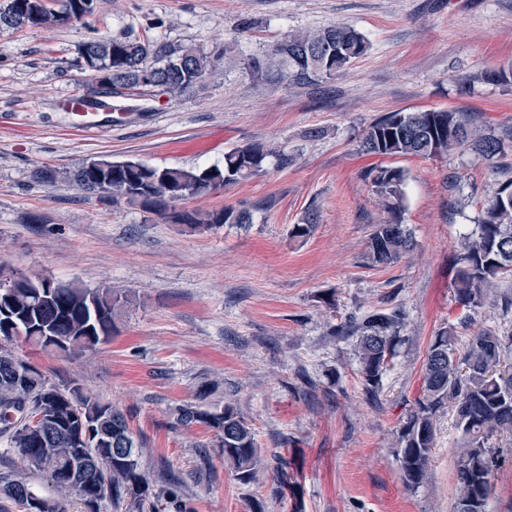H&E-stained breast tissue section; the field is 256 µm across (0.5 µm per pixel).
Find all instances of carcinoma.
<instances>
[{"label":"carcinoma","instance_id":"carcinoma-1","mask_svg":"<svg viewBox=\"0 0 512 512\" xmlns=\"http://www.w3.org/2000/svg\"><path fill=\"white\" fill-rule=\"evenodd\" d=\"M24 2V8L14 6L13 0L0 5L1 33L16 25L54 28L88 19L80 7L82 0H54L52 9L45 8L41 0ZM90 47L105 79L112 81V94H135L144 88L139 82L140 71L152 68L161 92L174 99L192 92L221 64L226 74L236 70L244 73L258 90L278 84L302 87L331 81L343 76L369 51L371 43L355 28L336 23L294 31L247 56L239 55L228 40L216 55L192 43L172 44L148 37H100L90 41ZM460 148L493 166L512 155V128L484 133L476 119L455 109L395 111L371 123L358 140L361 154L392 158H446ZM292 162L284 149L255 141L229 150L222 163L203 169L104 159L107 172L102 180L84 165L74 172L41 168L34 177L46 183L69 181L102 197L106 196L107 179L112 184V200L138 206L165 223L200 227L248 224L251 214L231 207L203 214L178 210L175 205L222 191L271 165L284 169ZM366 178L387 214L369 238L368 258L378 266L391 265L414 247L412 233L400 219L407 173L401 167L376 166ZM314 230V219L309 217L292 225L289 234L293 239L306 240ZM457 260L455 301L468 310L483 306L486 288L512 274V181L499 184L484 198L475 229L462 236ZM129 304L130 297L119 291L91 289L77 280L50 276L20 274L7 293L0 294V307L26 329L27 340L60 357L93 350L111 338L117 311ZM401 326V310L390 308L373 311L358 322L331 331L333 336H357L359 373L370 394L377 393L396 355ZM455 344L451 325L438 331L431 341L422 369L423 395L400 427L397 459L406 487H420L428 477L435 445V418L452 403L463 448L455 474V512L465 503L471 504L472 512H489L491 476L499 458L489 439L512 433V372L501 369L505 357L512 353V334L479 332L461 354ZM25 364L27 361L12 351L0 350V437L45 477L56 497H42L26 479L4 473L0 475V500L16 504L24 512H65L63 503L73 497L84 504L85 512H100L105 501L125 512H143L144 502L151 498L155 512H187L177 479L166 474L153 480L144 472L141 443L118 408L99 401L80 386L62 390L33 366L29 367L27 382L17 386L12 375L15 368ZM205 400L203 391L199 403L176 408V423L183 427L207 425L214 431L215 447L224 455V464L236 479L244 484L258 480L263 463L252 428L231 404L211 411ZM39 413L55 418L58 427L45 431L30 427L29 417ZM77 414L90 422L110 418L121 436L105 448L95 437H84Z\"/></svg>","mask_w":512,"mask_h":512}]
</instances>
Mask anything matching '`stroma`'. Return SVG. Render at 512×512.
Masks as SVG:
<instances>
[{
    "label": "stroma",
    "mask_w": 512,
    "mask_h": 512,
    "mask_svg": "<svg viewBox=\"0 0 512 512\" xmlns=\"http://www.w3.org/2000/svg\"><path fill=\"white\" fill-rule=\"evenodd\" d=\"M334 23L361 31L371 48L330 82L260 92L241 72H219L176 100L142 94L120 122L97 111L88 126L63 107L72 93L97 96L78 62L95 38L150 36L210 52L241 35L253 52ZM494 69L512 70V0H98L86 24L0 33V268L134 297L95 350L62 359L21 339L10 350L50 381L76 382L118 407L142 444L144 470L174 475L191 512H453V409L435 421L429 476L415 490L403 484L396 440L440 329L454 325L460 349L484 330L512 333L511 277L471 311L454 293L459 241L512 169L460 150L393 158L408 173L401 220L415 246L377 266L367 241L383 212L365 172L378 159L356 145L376 118L401 110L456 108L486 131L512 127V82L485 81ZM254 140L284 147L292 164L184 204L248 209L243 225L168 224L33 177L92 159L205 168ZM312 213L313 236L290 239L291 225ZM393 306L403 341L372 396L355 337L331 330ZM203 390L250 424L266 464L259 481L236 479L208 426L176 425L175 408ZM490 444L501 454L489 510L512 512V434ZM278 456L290 476L282 487Z\"/></svg>",
    "instance_id": "stroma-1"
}]
</instances>
